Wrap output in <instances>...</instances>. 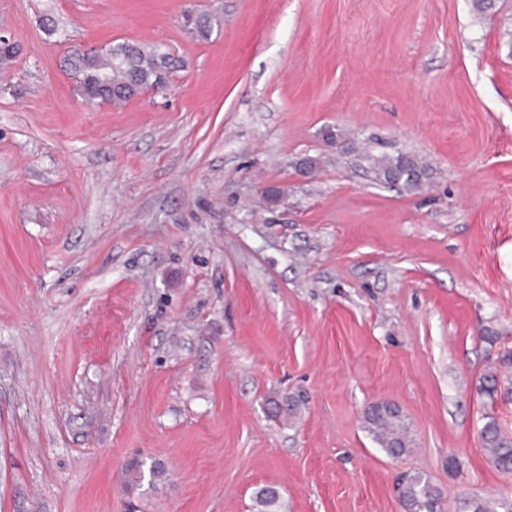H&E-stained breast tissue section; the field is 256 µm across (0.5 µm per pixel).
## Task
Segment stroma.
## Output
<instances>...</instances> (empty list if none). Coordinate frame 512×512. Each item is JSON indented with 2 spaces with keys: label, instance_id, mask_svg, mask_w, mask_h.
<instances>
[{
  "label": "stroma",
  "instance_id": "stroma-1",
  "mask_svg": "<svg viewBox=\"0 0 512 512\" xmlns=\"http://www.w3.org/2000/svg\"><path fill=\"white\" fill-rule=\"evenodd\" d=\"M0 39V512L512 494L480 441L512 395L479 389L512 348V0H0ZM125 41L166 46V90L86 105L65 59ZM400 152L419 193L364 160ZM135 457L163 480L126 491ZM375 178L381 182L398 183L408 192L420 191L429 178V167L408 153L365 156ZM363 423L372 440L392 459L401 458L413 447L409 426L400 409L388 410L383 403L369 405L364 409ZM398 486L403 508L418 512H441L442 492L426 474H405ZM255 512H285L281 491L277 486L260 487L253 497Z\"/></svg>",
  "mask_w": 512,
  "mask_h": 512
}]
</instances>
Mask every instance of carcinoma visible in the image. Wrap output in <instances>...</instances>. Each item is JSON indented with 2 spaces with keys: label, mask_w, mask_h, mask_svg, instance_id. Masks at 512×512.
Returning a JSON list of instances; mask_svg holds the SVG:
<instances>
[{
  "label": "carcinoma",
  "mask_w": 512,
  "mask_h": 512,
  "mask_svg": "<svg viewBox=\"0 0 512 512\" xmlns=\"http://www.w3.org/2000/svg\"><path fill=\"white\" fill-rule=\"evenodd\" d=\"M193 30L202 39L211 36L213 19L199 14L191 19ZM173 58L154 44L117 43L99 52L76 53L68 59V67L85 103L99 101L105 91L108 101L120 105L130 99L139 87L162 85L172 69ZM369 168L381 182L398 183L408 192L421 190L429 178V167L408 153L396 155H366ZM364 429L386 456L398 459L413 447L408 424L401 410H389L382 403L372 404L363 412ZM482 447L493 465L504 474L512 473V437L504 434L492 416L487 417L480 430ZM144 461L134 459L126 466L125 488L140 486ZM399 500L412 512H441L442 492L422 472L406 474L399 482ZM255 512H285L278 487H260L253 497ZM459 512H512V498L485 500L464 498Z\"/></svg>",
  "instance_id": "cac0c4a2"
}]
</instances>
